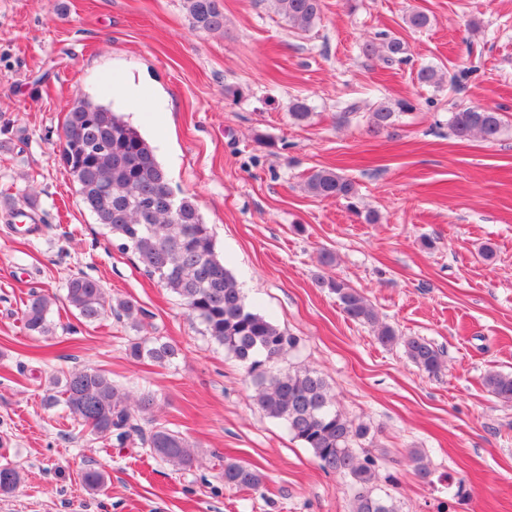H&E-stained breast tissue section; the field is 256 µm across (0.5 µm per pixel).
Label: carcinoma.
<instances>
[{
	"label": "carcinoma",
	"mask_w": 512,
	"mask_h": 512,
	"mask_svg": "<svg viewBox=\"0 0 512 512\" xmlns=\"http://www.w3.org/2000/svg\"><path fill=\"white\" fill-rule=\"evenodd\" d=\"M184 2L196 29L210 33L224 29L221 0ZM270 2L294 30L306 32L320 20L322 0ZM379 47L388 64L408 59L406 44L399 38L385 37ZM379 47L367 42L363 54L372 57ZM412 109L407 100L394 107L378 103L370 111V131L390 133L398 113ZM503 126L502 113L481 107L453 112L448 121L453 135L461 140L473 136L495 140ZM62 131L61 159L82 206L112 233L119 249L132 252L140 270L181 298L189 317L203 326L205 335L241 364L253 379L255 404L267 416L283 421L324 470L351 479L357 488L351 512H398L390 495L374 492L375 460L355 448L369 435V426L335 408L329 387L317 372L298 368L269 374L264 369L295 348L297 339L246 302L236 277L217 253L195 200L174 196L173 207L162 203L161 195L172 193L168 175L141 133L123 115L90 97L74 100ZM305 189L317 198L353 199L357 194L353 180L329 169L313 171ZM320 284L336 294L347 316L372 326L379 344L401 346L410 361L429 375L441 371V352L429 340L401 336L392 326L379 322L368 299L347 283L323 279ZM66 301L86 324L99 322L112 312L126 319L135 331L142 329L143 309L138 302L107 298L101 281L90 276L76 274L68 279ZM51 304L47 295H30L23 312L29 331L38 335L51 332ZM128 351L136 360L148 358L160 366L172 364L179 354L177 346L147 336L132 339ZM53 385L59 387L58 394L48 395L45 403L63 400L78 426L96 435L110 434L121 446L137 441L179 470L192 468L194 450L180 432L152 415L155 399L151 393L122 388L94 368L74 370ZM483 385L501 401L512 402V373L489 371L483 376ZM410 460L419 478L430 475L421 449H413ZM221 478L224 486L246 491H257L264 484V475L244 461L224 462ZM21 480L17 469L0 467V492L14 490ZM83 481L87 490L100 493L107 486L108 475L88 468Z\"/></svg>",
	"instance_id": "1"
}]
</instances>
